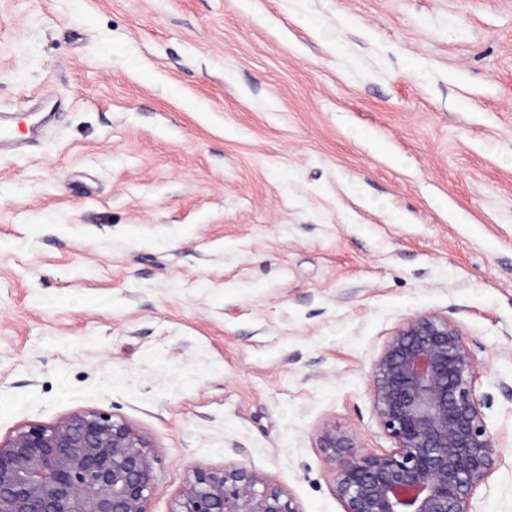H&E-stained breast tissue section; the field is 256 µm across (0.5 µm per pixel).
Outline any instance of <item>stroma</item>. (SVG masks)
Returning <instances> with one entry per match:
<instances>
[{"label": "stroma", "mask_w": 512, "mask_h": 512, "mask_svg": "<svg viewBox=\"0 0 512 512\" xmlns=\"http://www.w3.org/2000/svg\"><path fill=\"white\" fill-rule=\"evenodd\" d=\"M0 440L97 412L152 512L248 468L344 512L324 425L392 449L372 363L459 326L512 512V0H0Z\"/></svg>", "instance_id": "stroma-1"}]
</instances>
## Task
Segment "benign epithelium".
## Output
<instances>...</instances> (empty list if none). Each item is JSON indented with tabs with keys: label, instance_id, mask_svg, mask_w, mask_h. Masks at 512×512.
Listing matches in <instances>:
<instances>
[{
	"label": "benign epithelium",
	"instance_id": "benign-epithelium-1",
	"mask_svg": "<svg viewBox=\"0 0 512 512\" xmlns=\"http://www.w3.org/2000/svg\"><path fill=\"white\" fill-rule=\"evenodd\" d=\"M371 398L394 448L358 455L326 425L320 447L339 461L345 512H473V492L497 466L496 438L477 397V364L459 327L408 320L372 363ZM157 451L123 421L74 414L0 443V512H151ZM173 512H299L240 467L195 471Z\"/></svg>",
	"mask_w": 512,
	"mask_h": 512
}]
</instances>
